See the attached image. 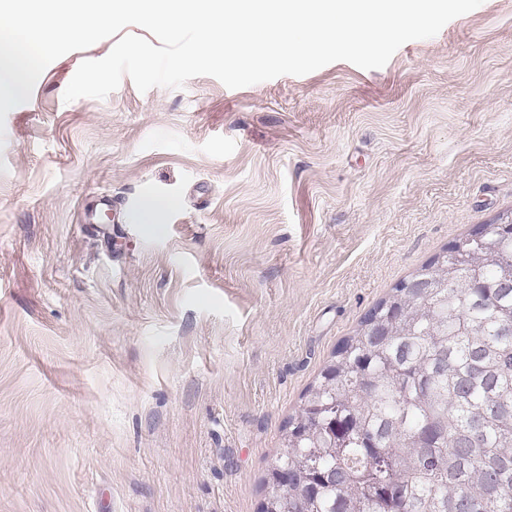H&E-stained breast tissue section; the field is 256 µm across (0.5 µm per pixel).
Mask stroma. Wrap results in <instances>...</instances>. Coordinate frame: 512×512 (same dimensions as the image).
<instances>
[{
  "label": "stroma",
  "mask_w": 512,
  "mask_h": 512,
  "mask_svg": "<svg viewBox=\"0 0 512 512\" xmlns=\"http://www.w3.org/2000/svg\"><path fill=\"white\" fill-rule=\"evenodd\" d=\"M114 44L55 60L5 119L0 512H259L338 344L512 216V0L379 69L64 102Z\"/></svg>",
  "instance_id": "35a3bbf8"
}]
</instances>
